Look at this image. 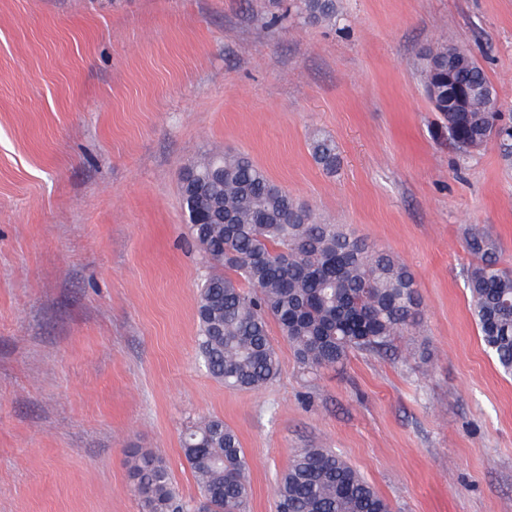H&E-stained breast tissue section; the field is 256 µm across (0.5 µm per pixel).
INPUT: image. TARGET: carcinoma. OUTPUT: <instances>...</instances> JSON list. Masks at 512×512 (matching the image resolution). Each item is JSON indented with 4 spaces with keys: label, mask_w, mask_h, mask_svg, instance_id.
<instances>
[{
    "label": "carcinoma",
    "mask_w": 512,
    "mask_h": 512,
    "mask_svg": "<svg viewBox=\"0 0 512 512\" xmlns=\"http://www.w3.org/2000/svg\"><path fill=\"white\" fill-rule=\"evenodd\" d=\"M299 17L334 24L337 0H293ZM426 83L452 81L466 111H448V97L433 101L449 139L465 153L493 141L512 169V118L497 91L464 47L429 51ZM312 158L326 173L340 166L335 140L317 132ZM193 187L180 188L188 230L211 271L198 290L197 353L206 372L230 389H258L272 381L279 361L269 335L278 325L305 368L342 363L360 351L387 349L421 320L415 280L392 253L375 249L341 224L317 218L242 153L210 156L195 166ZM477 258L467 285L471 311L499 368L512 375V272L499 267L496 245L476 227L467 240ZM183 451L199 486L187 504L166 464L134 453L129 470L142 512H246L250 462L234 430L218 417L184 434ZM277 512H390L388 502L341 456L303 448L277 485Z\"/></svg>",
    "instance_id": "cac0c4a2"
}]
</instances>
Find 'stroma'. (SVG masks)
<instances>
[{"mask_svg": "<svg viewBox=\"0 0 512 512\" xmlns=\"http://www.w3.org/2000/svg\"><path fill=\"white\" fill-rule=\"evenodd\" d=\"M0 0V512H142L148 451L182 498L187 426L218 417L250 461L248 512H275L295 449L342 456L391 512H512V377L471 317L466 247L485 225L512 269V172L465 154L424 53L471 50L512 111V0ZM331 135L341 167L314 162ZM244 152L319 217L413 273L423 323L391 351L297 363L258 390L196 352L209 267L183 170ZM296 13L309 22L336 24L339 15L337 0H293ZM312 158L326 173L333 174L340 166V157L335 140L324 133H314L309 142Z\"/></svg>", "mask_w": 512, "mask_h": 512, "instance_id": "stroma-1", "label": "stroma"}]
</instances>
